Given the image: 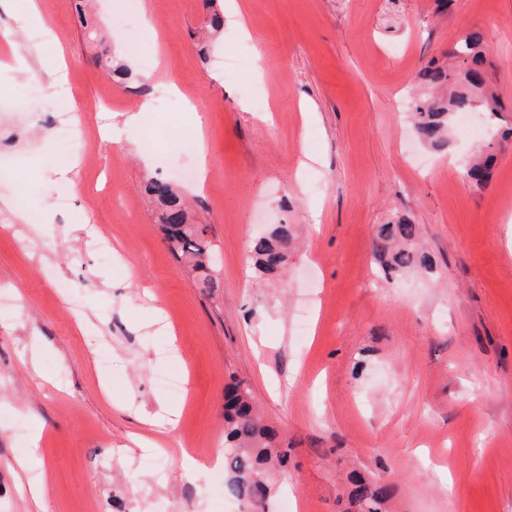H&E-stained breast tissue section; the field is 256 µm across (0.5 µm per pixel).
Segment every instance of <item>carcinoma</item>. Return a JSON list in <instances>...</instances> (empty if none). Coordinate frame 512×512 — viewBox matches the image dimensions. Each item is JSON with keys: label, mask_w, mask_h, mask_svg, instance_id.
<instances>
[{"label": "carcinoma", "mask_w": 512, "mask_h": 512, "mask_svg": "<svg viewBox=\"0 0 512 512\" xmlns=\"http://www.w3.org/2000/svg\"><path fill=\"white\" fill-rule=\"evenodd\" d=\"M484 42L482 32L472 31L457 48L456 56L465 64L459 75L433 64L422 71L421 79L430 87H448V98L423 99L415 105L414 130L421 141L445 146L444 135L454 113L470 112L480 106L488 117L495 118L502 111L499 98L484 85ZM95 61L113 77L122 79L126 75L125 66L110 56L98 55ZM492 160V153L479 151L466 162L463 174L471 183L480 185L487 178ZM146 191L161 206L159 220L171 252L191 265V270L200 276L202 287L216 291L220 281L210 274L211 245L206 238L207 226L187 223L183 202L170 183L153 178L148 181ZM288 238V225L279 224L268 235L253 239L251 253L259 272L278 270ZM417 239L418 225L405 218L381 224L376 231L374 258L388 275L415 266L427 269L430 267L428 256L419 255L412 248ZM287 463L288 451L278 432L257 415L250 388L241 380H232L224 391L225 493L244 502L248 512H268L273 491L268 470L276 466L283 468ZM385 493L382 487L362 482L352 490L354 499L365 503L366 512H381Z\"/></svg>", "instance_id": "1"}]
</instances>
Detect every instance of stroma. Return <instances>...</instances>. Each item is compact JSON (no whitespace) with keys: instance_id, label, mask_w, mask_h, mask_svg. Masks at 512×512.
<instances>
[{"instance_id":"1","label":"stroma","mask_w":512,"mask_h":512,"mask_svg":"<svg viewBox=\"0 0 512 512\" xmlns=\"http://www.w3.org/2000/svg\"><path fill=\"white\" fill-rule=\"evenodd\" d=\"M84 3L39 0L42 21L26 26L0 0V124L24 130L14 167L50 225L20 220L18 187L0 179V512H31L42 480L43 512H243L213 470L182 464L223 451L234 377L288 446L271 475L288 512H361L357 479L386 486L383 512H512V0H236L248 36L228 20L207 44L203 0H145L138 33L122 25L126 0H95L112 18L99 43L78 21ZM475 29L504 110L493 123L473 110L474 134L423 144L410 119L430 93L420 73L458 69ZM104 43L125 85L94 63ZM240 56L251 66L226 79ZM169 79L179 92L156 96L152 130L126 124ZM63 87L80 157L28 119ZM197 128L200 190L182 177L196 154L167 151ZM485 143L496 163L476 187L459 162ZM59 161L74 179L56 176ZM155 177L207 225L216 293L170 253L143 190ZM397 215L418 224L431 270L388 278L374 264L375 230ZM279 224L287 261L260 274L251 240ZM176 373L180 395L159 382ZM37 419L41 464L26 472Z\"/></svg>"}]
</instances>
